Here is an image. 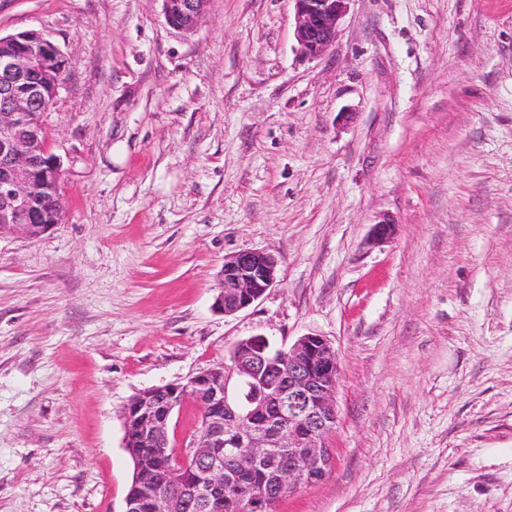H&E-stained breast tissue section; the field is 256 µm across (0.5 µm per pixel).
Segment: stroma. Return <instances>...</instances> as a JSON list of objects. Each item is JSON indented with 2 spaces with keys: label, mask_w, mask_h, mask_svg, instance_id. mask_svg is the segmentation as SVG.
Masks as SVG:
<instances>
[{
  "label": "stroma",
  "mask_w": 512,
  "mask_h": 512,
  "mask_svg": "<svg viewBox=\"0 0 512 512\" xmlns=\"http://www.w3.org/2000/svg\"><path fill=\"white\" fill-rule=\"evenodd\" d=\"M70 59L63 223L0 234V512H123L136 394L240 340L334 348L332 472L276 512H512V0H0ZM393 219L383 243L373 224ZM275 284L227 316L225 256ZM166 23L179 31L195 29L210 0H160ZM294 3L295 39L299 54L314 59L336 38L349 0H291Z\"/></svg>",
  "instance_id": "stroma-1"
}]
</instances>
